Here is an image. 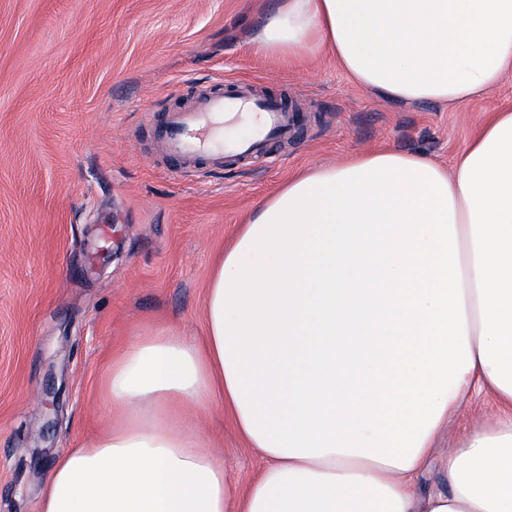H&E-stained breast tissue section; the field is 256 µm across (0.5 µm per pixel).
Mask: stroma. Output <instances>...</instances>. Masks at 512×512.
Returning <instances> with one entry per match:
<instances>
[{"label": "stroma", "instance_id": "35a3bbf8", "mask_svg": "<svg viewBox=\"0 0 512 512\" xmlns=\"http://www.w3.org/2000/svg\"><path fill=\"white\" fill-rule=\"evenodd\" d=\"M273 3L0 0V512H39L55 459L109 429L113 355L161 326L203 335L214 260L295 172L378 145L447 166L486 113L512 108V75L461 108L397 107L329 54L294 64L264 55L253 36ZM228 80L299 109L297 136L265 159L176 171L162 115ZM60 375L62 409L50 424L42 390ZM494 414L463 404L420 492L448 489L443 461L463 426ZM197 417L245 487L263 459L219 404Z\"/></svg>", "mask_w": 512, "mask_h": 512}]
</instances>
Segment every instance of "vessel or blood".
Returning <instances> with one entry per match:
<instances>
[{
  "mask_svg": "<svg viewBox=\"0 0 512 512\" xmlns=\"http://www.w3.org/2000/svg\"><path fill=\"white\" fill-rule=\"evenodd\" d=\"M244 110L260 115L261 130L251 140L225 149L224 119ZM161 126L166 154L182 169L220 165L228 155L244 159L264 154L270 141L286 138L294 130L293 119L279 98L258 94L243 81H228L222 89L201 93L191 108L167 112Z\"/></svg>",
  "mask_w": 512,
  "mask_h": 512,
  "instance_id": "obj_1",
  "label": "vessel or blood"
}]
</instances>
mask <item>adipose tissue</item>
<instances>
[{
  "label": "adipose tissue",
  "mask_w": 512,
  "mask_h": 512,
  "mask_svg": "<svg viewBox=\"0 0 512 512\" xmlns=\"http://www.w3.org/2000/svg\"><path fill=\"white\" fill-rule=\"evenodd\" d=\"M256 40L457 108L512 74V0H279ZM204 324L113 357L112 426L53 463L39 512H512V110L449 168L383 148L294 175L216 259ZM472 391L495 422L419 495ZM212 402L267 461L246 488L193 415Z\"/></svg>",
  "instance_id": "ef3b65f1"
}]
</instances>
